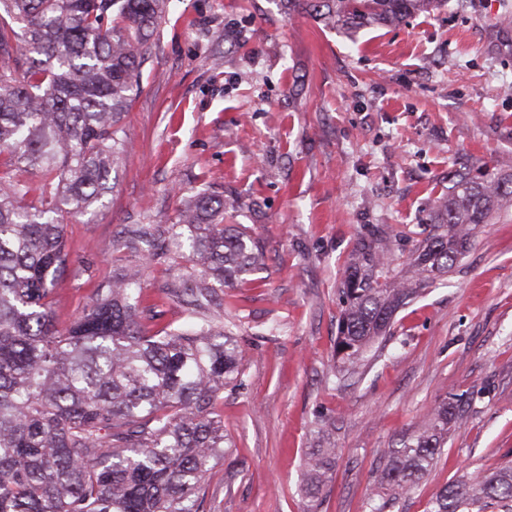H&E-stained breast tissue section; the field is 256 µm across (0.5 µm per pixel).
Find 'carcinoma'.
<instances>
[{"instance_id": "cac0c4a2", "label": "carcinoma", "mask_w": 512, "mask_h": 512, "mask_svg": "<svg viewBox=\"0 0 512 512\" xmlns=\"http://www.w3.org/2000/svg\"><path fill=\"white\" fill-rule=\"evenodd\" d=\"M441 0H305L325 21L392 22ZM166 0H0V512H204L209 475L224 457V389L244 355L217 289L265 263L251 235L224 226L234 201L192 196L169 227L136 224L141 260L101 283L80 316L58 325L52 293L65 272L68 218L113 188L121 116L133 100ZM40 176L30 196L19 172ZM512 210V172L455 174L437 232L389 270V244L370 232L342 282L335 369L359 373L397 313L448 274L477 229ZM174 239L190 270L167 284L190 323L150 333L136 293ZM465 413L448 401L382 450L369 512L412 493ZM336 449L305 461L316 497ZM512 503V466L446 486L426 512H484Z\"/></svg>"}]
</instances>
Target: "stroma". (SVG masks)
Wrapping results in <instances>:
<instances>
[{"mask_svg": "<svg viewBox=\"0 0 512 512\" xmlns=\"http://www.w3.org/2000/svg\"><path fill=\"white\" fill-rule=\"evenodd\" d=\"M122 122L114 188L67 224L60 324L138 258L131 224L177 223L206 189L234 197L266 261L224 291L245 352L220 409L230 442L207 512H365L381 451L446 397L469 399L437 462L385 512H426L443 487L512 461V216L483 225L448 277L401 310L359 377L331 365L339 288L367 228L393 270L435 231L451 173L512 170V0H444L395 25L324 26L298 0H168ZM162 263L143 305L180 326ZM335 442L331 480L303 490L311 448Z\"/></svg>", "mask_w": 512, "mask_h": 512, "instance_id": "obj_1", "label": "stroma"}]
</instances>
